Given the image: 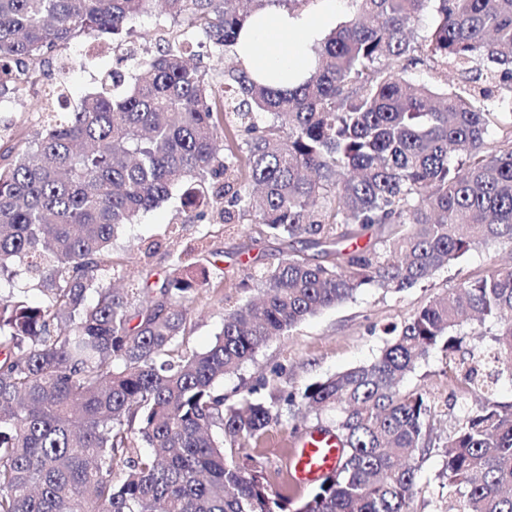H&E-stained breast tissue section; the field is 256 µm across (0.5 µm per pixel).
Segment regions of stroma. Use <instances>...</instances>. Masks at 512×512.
Returning <instances> with one entry per match:
<instances>
[{
  "mask_svg": "<svg viewBox=\"0 0 512 512\" xmlns=\"http://www.w3.org/2000/svg\"><path fill=\"white\" fill-rule=\"evenodd\" d=\"M118 56L112 43L85 37L52 57L49 70L57 72L60 63L69 58L82 59V67L67 76L69 95L76 101L96 90L100 63L115 67ZM51 84L50 77L42 79L37 93L18 103L0 105V120L12 123L18 133L33 125L43 106V94ZM197 239L205 245L201 261L216 263L221 272L200 291L191 313V345L202 350L220 332L225 313L256 296L254 272L273 262L286 244L263 232L258 224L187 223L179 199L173 197L141 214L135 223L125 225L113 243L112 253L114 260L126 264L135 281L154 282L167 273L173 253ZM150 242L156 243V251L149 258H141L138 245ZM511 260L506 251L493 247L470 253L460 263L437 271L427 282L399 295L365 289L356 299L325 309L269 340L238 374L219 381L216 388L229 405L239 403L253 387L260 398L268 401L282 392L370 363L379 357L388 341L384 327L401 323L432 296L482 274L490 265L504 266ZM444 369L440 354L434 352L404 380L407 387L426 390L442 411V418L435 424L441 435L448 432L449 414L476 403L475 395L449 384ZM278 408L282 414L280 423L249 454L254 464L265 471L272 487L282 490L291 484L285 461L293 448L296 429L318 421L332 424L335 415L316 414L301 404L282 402ZM443 460L438 448L430 449L426 455L411 504L413 512H441L440 506L448 496L447 488L437 478Z\"/></svg>",
  "mask_w": 512,
  "mask_h": 512,
  "instance_id": "stroma-1",
  "label": "stroma"
}]
</instances>
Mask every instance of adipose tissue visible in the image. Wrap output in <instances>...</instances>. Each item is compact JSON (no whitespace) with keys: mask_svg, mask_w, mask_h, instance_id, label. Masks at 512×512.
<instances>
[{"mask_svg":"<svg viewBox=\"0 0 512 512\" xmlns=\"http://www.w3.org/2000/svg\"><path fill=\"white\" fill-rule=\"evenodd\" d=\"M339 0H319L315 12L292 13L271 6L245 25L237 45L254 78H277L281 86L302 81L314 67L312 48L336 25Z\"/></svg>","mask_w":512,"mask_h":512,"instance_id":"obj_1","label":"adipose tissue"}]
</instances>
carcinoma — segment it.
Listing matches in <instances>:
<instances>
[{"label": "carcinoma", "instance_id": "cac0c4a2", "mask_svg": "<svg viewBox=\"0 0 512 512\" xmlns=\"http://www.w3.org/2000/svg\"><path fill=\"white\" fill-rule=\"evenodd\" d=\"M153 2L0 0V99L34 90L51 54L85 36L134 61L0 144V278L24 274L42 295L0 290V512H411L431 448L444 449L445 512H512V400L492 389L512 376L511 267L385 328L372 363L304 386L342 447L305 496L242 454L279 412L249 395L226 408L215 388L367 287L400 294L472 251L512 250V104H493L512 86V0H349L286 89L242 65L219 86L185 59L204 41L235 51L244 23L286 0H161L158 26L176 35L156 55L127 40ZM431 64L464 84L441 98L406 77ZM175 188L193 223L216 206L288 242L203 351L187 336L210 282L197 247L152 286L112 287L118 230ZM471 320L496 326L492 345L459 357ZM436 349L448 381L484 391L444 439L427 393L401 385Z\"/></svg>", "mask_w": 512, "mask_h": 512}]
</instances>
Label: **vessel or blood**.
<instances>
[{"instance_id": "b4317fda", "label": "vessel or blood", "mask_w": 512, "mask_h": 512, "mask_svg": "<svg viewBox=\"0 0 512 512\" xmlns=\"http://www.w3.org/2000/svg\"><path fill=\"white\" fill-rule=\"evenodd\" d=\"M340 455L341 445L333 434L316 431L300 435L288 457V473L296 484L315 483L335 467Z\"/></svg>"}]
</instances>
